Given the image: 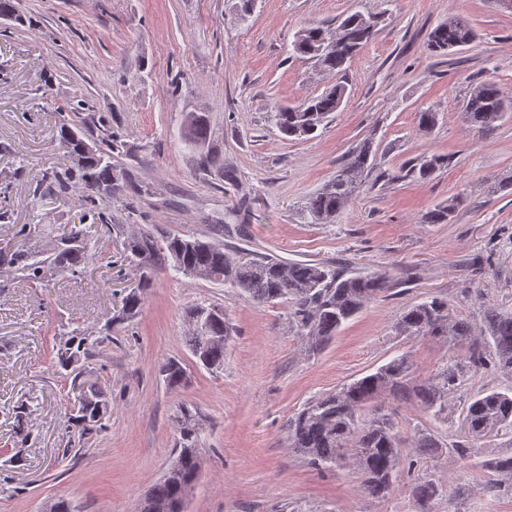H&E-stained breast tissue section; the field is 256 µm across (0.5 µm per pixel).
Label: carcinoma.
I'll use <instances>...</instances> for the list:
<instances>
[{
    "label": "carcinoma",
    "mask_w": 512,
    "mask_h": 512,
    "mask_svg": "<svg viewBox=\"0 0 512 512\" xmlns=\"http://www.w3.org/2000/svg\"><path fill=\"white\" fill-rule=\"evenodd\" d=\"M380 17L356 11L345 16L336 30L308 23L298 31L294 53L315 60L325 71H345L378 31ZM476 33L461 16H452L429 34L427 49L433 55H446L456 45L471 44ZM347 93L344 84L302 102L277 107L273 121L289 139L312 137L328 115L339 110ZM512 109L494 81L475 86L462 105L461 118L474 132L484 134L495 128L505 112ZM186 137L199 149L197 166L208 172H224V160L203 151L210 139L206 115L191 112L186 117ZM95 142L96 150L83 154L80 141ZM59 142L70 164L52 171L39 192L65 197L74 192L91 204L103 203L126 191V184L115 179L112 152L120 147L116 139L94 140L89 127H79L72 119L60 125ZM448 165L445 155L423 156L408 162L395 175L397 179H428L437 169ZM375 168V151L369 139L360 142L335 177L307 199L303 213L310 224H330L359 192L365 178ZM455 203L428 212L427 224L448 222ZM100 223L112 231V244L121 257L137 261V287L123 294L119 310L107 318L103 328L91 335L80 328L65 333L53 347V366L61 377L70 380L74 404L67 414L66 429L78 441L105 431L112 419V401L104 387L89 379L92 351L112 340V331L135 320L144 308L148 291L158 273L171 270L193 279L224 283L256 304L286 303L289 319L300 335L315 336L322 342L332 340L351 319L369 303L388 293L394 279L388 271L362 275L334 264L317 261L255 257L245 251L233 257L217 239L204 240L191 235L159 234L151 230L131 236L121 234L122 224L109 223L107 214L89 209L77 224H18L15 237L21 242L0 247V268H7L32 285H40L53 276L81 277L89 268L91 256L84 242V220ZM480 323L474 324L455 315L448 299L430 297L406 308L397 321V330L412 338H445L467 346L466 356L444 366L430 381L414 385L412 364L402 354L391 359L340 390L309 402L288 421L289 447L317 469L345 465L360 478V490L374 499L389 497L397 478L411 471L414 459L401 450V440L393 421L385 413L382 400L416 404L437 417L448 415V394L458 390L473 374L487 372L512 379V308L495 303L477 292ZM209 313L204 328L185 336V345L197 364L208 370L224 368V356L233 327L224 311L215 307L194 306L186 312ZM159 375L171 386L185 376L182 363L167 359L158 366ZM31 408L24 402L15 407V433L28 440ZM467 439L457 441L453 452L469 465L472 442L490 438L500 429H512V386L487 388L469 397L461 408ZM199 413L182 405L175 416L177 438L174 459L178 479H163L151 492L164 502L179 499L189 492L198 478L201 447ZM410 447L419 456L434 458L442 453L439 436L417 430ZM485 472L484 492L493 497L512 494V454L488 456L478 461ZM441 489L431 481L414 486L416 512H434Z\"/></svg>",
    "instance_id": "1"
}]
</instances>
